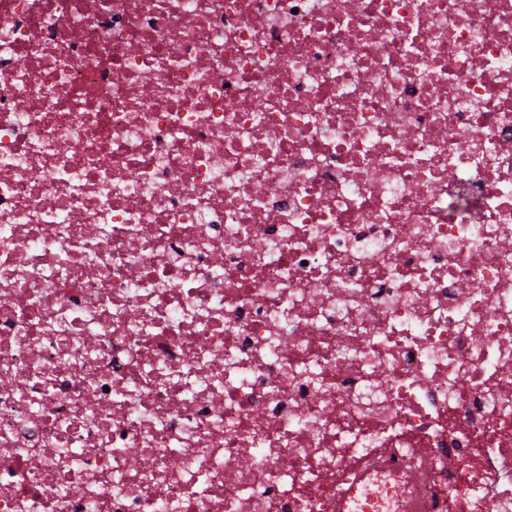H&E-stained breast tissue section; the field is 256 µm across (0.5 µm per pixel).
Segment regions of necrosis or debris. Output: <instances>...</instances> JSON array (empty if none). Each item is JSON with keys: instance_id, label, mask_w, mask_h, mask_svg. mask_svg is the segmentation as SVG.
I'll use <instances>...</instances> for the list:
<instances>
[{"instance_id": "necrosis-or-debris-1", "label": "necrosis or debris", "mask_w": 512, "mask_h": 512, "mask_svg": "<svg viewBox=\"0 0 512 512\" xmlns=\"http://www.w3.org/2000/svg\"><path fill=\"white\" fill-rule=\"evenodd\" d=\"M0 512H512V0H0Z\"/></svg>"}]
</instances>
